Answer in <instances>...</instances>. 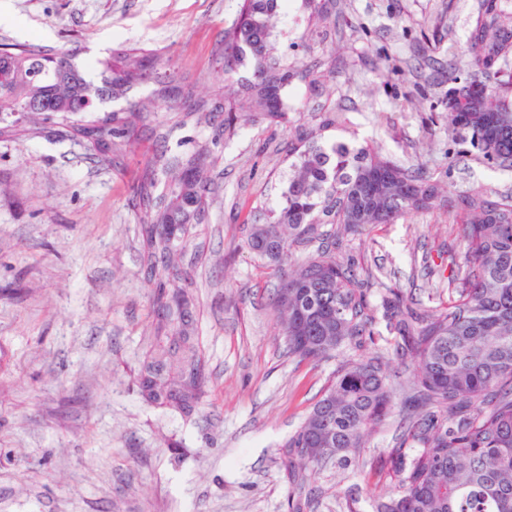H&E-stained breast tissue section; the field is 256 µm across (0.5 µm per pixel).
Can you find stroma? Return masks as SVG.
<instances>
[{
	"label": "stroma",
	"instance_id": "stroma-1",
	"mask_svg": "<svg viewBox=\"0 0 512 512\" xmlns=\"http://www.w3.org/2000/svg\"><path fill=\"white\" fill-rule=\"evenodd\" d=\"M320 31L304 0L274 22L281 50L323 74L319 92L293 79L288 125L193 124L157 106L121 150L100 152L62 124L39 119L0 133V512H287L295 487L284 447L340 359L393 357L385 322L360 349L335 358H289L272 296L277 274L245 246L246 227L280 203L289 124H317L343 108L348 129L381 154L419 164L445 198L394 224L344 237L341 256L426 308L445 305L464 249L447 206L475 185L512 195V171L451 159L448 50L464 48L482 0H323ZM239 0H0V49L74 48L100 71L110 48L159 52L175 79L202 95L224 83V28ZM208 146L214 181L175 271L147 261L136 188L159 150ZM183 288L209 378L192 417L146 405L140 363L158 323L152 298ZM399 416L365 450L377 470L329 465L306 489L312 512H372L396 477L387 462L402 442Z\"/></svg>",
	"mask_w": 512,
	"mask_h": 512
}]
</instances>
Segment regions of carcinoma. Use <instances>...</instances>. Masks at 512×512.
<instances>
[{"mask_svg":"<svg viewBox=\"0 0 512 512\" xmlns=\"http://www.w3.org/2000/svg\"><path fill=\"white\" fill-rule=\"evenodd\" d=\"M283 0H240L234 21L224 28L227 84L212 99H198L193 88L167 72L161 57L141 48L120 46L99 61L98 77L74 63L75 52L21 48L0 51V123L16 127L35 115L65 122L94 114L134 86L151 83L153 103L128 112L106 111L86 123L71 122L77 134L93 141L106 158L120 149L118 139L145 119L154 104L184 108L197 124L224 113V134L239 122V97L247 96L251 116L278 123L287 119L283 90L296 77L313 88L322 74L288 63L278 49L272 17ZM460 83L480 87L501 111L512 110L502 94L499 63L512 58V16L503 0H482V9L465 43ZM242 68L252 80L236 90L229 81ZM345 123L344 113H323L320 123L296 127L288 145L293 157L271 220L248 227L247 249L279 272L275 303L280 335L288 357L319 362L347 346L363 347L375 335V312L367 290L376 284L370 271L360 277L336 255L344 234L369 224H393L413 211L433 208L438 184L422 168L405 167L347 140L319 144L322 131ZM457 153L491 170H512V120L493 112L448 113ZM207 149L191 154L156 152L138 189L140 232L150 261L176 269V255L194 225L202 223L210 179ZM170 176L164 193L155 194L158 175ZM460 225L466 268L448 306L421 309L393 289L381 296L389 332L398 337L395 355L414 362V379L397 385L381 356L349 358L333 372L320 398L286 448L297 487L307 471L320 468L317 449H336V465L361 460L374 428L394 410L405 425L403 439L419 448L410 460L398 449L389 454L398 482L374 499L373 512H512V196H493L479 185L451 204ZM332 228L327 229L325 225ZM318 242L305 262L285 268L293 249ZM166 335L155 337L150 358L140 368L137 387L148 405L189 418L205 394L207 376L191 321L192 297L184 291L153 297ZM405 394L396 402V392Z\"/></svg>","mask_w":512,"mask_h":512,"instance_id":"carcinoma-1","label":"carcinoma"}]
</instances>
